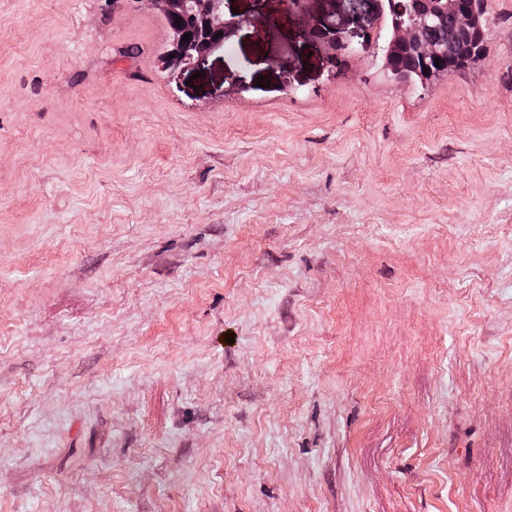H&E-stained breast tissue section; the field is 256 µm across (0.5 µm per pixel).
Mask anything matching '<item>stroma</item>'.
I'll return each mask as SVG.
<instances>
[{
  "mask_svg": "<svg viewBox=\"0 0 512 512\" xmlns=\"http://www.w3.org/2000/svg\"><path fill=\"white\" fill-rule=\"evenodd\" d=\"M224 0H0V512H512V0L399 80ZM159 5L164 15L186 16L190 27L172 28L171 48L168 55L162 60L164 67L188 68L198 66L205 60L206 52L212 38V49L223 46L228 37V30L235 22L224 19L223 0H151ZM219 31L223 36L215 38ZM190 32V40L182 41V36ZM201 38L196 48V39Z\"/></svg>",
  "mask_w": 512,
  "mask_h": 512,
  "instance_id": "1",
  "label": "stroma"
}]
</instances>
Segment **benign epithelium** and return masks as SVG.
Masks as SVG:
<instances>
[{"label": "benign epithelium", "instance_id": "1", "mask_svg": "<svg viewBox=\"0 0 512 512\" xmlns=\"http://www.w3.org/2000/svg\"><path fill=\"white\" fill-rule=\"evenodd\" d=\"M166 16H186L190 27L172 29L171 48L162 60L165 67L188 68L199 65L205 60V54L198 52L196 39L212 38V48L224 45L228 30L234 22L224 19V0H153ZM358 10L352 12L347 25L353 26L356 36L362 43L372 44L378 50L388 67L400 54L408 55L417 62V74L422 81L445 75L460 64L482 56L484 40L487 36L482 26L483 7L477 0H354ZM375 7L381 12L389 10L391 28L387 39L380 43L367 31L364 24L363 8ZM448 14L453 18V27L448 29V39H453L460 30L475 36L469 47L468 55L453 63L448 62L442 44L430 40L427 28L438 14ZM223 35H218V32ZM190 33V40L182 41L185 33ZM317 38L326 42L331 48L344 49L348 44L336 39V25L326 22L314 30ZM441 59L435 65L434 59Z\"/></svg>", "mask_w": 512, "mask_h": 512}]
</instances>
